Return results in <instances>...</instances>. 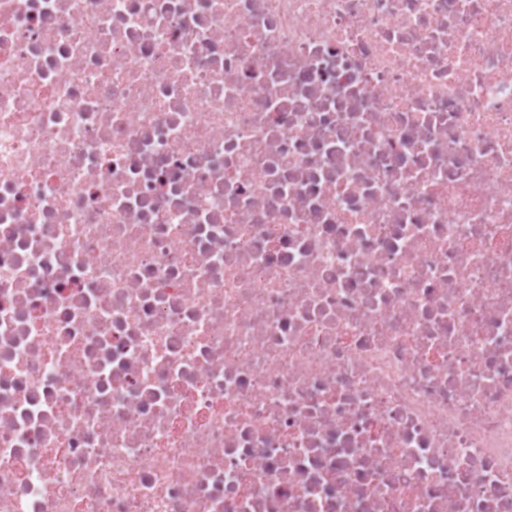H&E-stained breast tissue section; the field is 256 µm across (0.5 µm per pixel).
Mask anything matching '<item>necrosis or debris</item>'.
I'll list each match as a JSON object with an SVG mask.
<instances>
[{"label": "necrosis or debris", "mask_w": 512, "mask_h": 512, "mask_svg": "<svg viewBox=\"0 0 512 512\" xmlns=\"http://www.w3.org/2000/svg\"><path fill=\"white\" fill-rule=\"evenodd\" d=\"M0 512H512V0H0Z\"/></svg>", "instance_id": "4bbe7bcc"}]
</instances>
